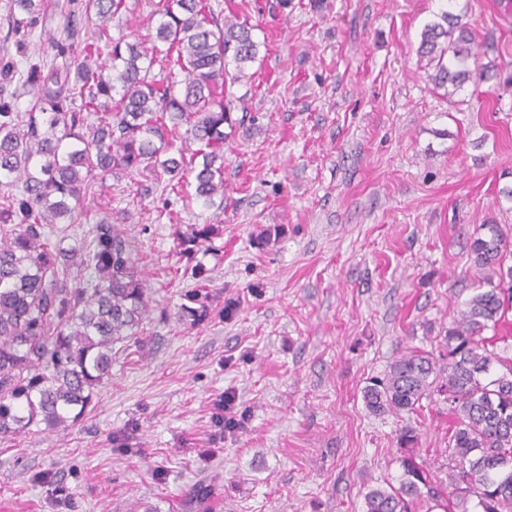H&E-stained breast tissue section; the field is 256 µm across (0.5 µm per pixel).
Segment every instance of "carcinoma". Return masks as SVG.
<instances>
[{
    "instance_id": "obj_1",
    "label": "carcinoma",
    "mask_w": 512,
    "mask_h": 512,
    "mask_svg": "<svg viewBox=\"0 0 512 512\" xmlns=\"http://www.w3.org/2000/svg\"><path fill=\"white\" fill-rule=\"evenodd\" d=\"M42 2L12 0L25 14L14 18V31L16 53L29 60L24 83L37 89L30 110L18 111L7 89L16 65H0V441L32 425L71 428L111 377L117 350L142 340L149 311L133 246L108 218L95 222L80 249L52 244L47 225L81 223L86 195L117 172L133 184L145 172H188L194 199L212 205L224 194V128L241 124L233 112L242 98L226 88V69L235 64V83L247 78L261 47L247 23L219 18L204 0H145L160 16L155 39L165 45L149 54L110 33L127 0H84L79 15L66 0L72 42L55 44L64 62H33L30 38ZM418 55L438 88L456 92L482 79L467 66L474 38L460 14L446 10L426 25ZM486 228L489 237L470 244L486 287L445 330V353L409 350L363 391L375 414L412 412L434 393L443 397L454 421L448 486L410 453L416 433L407 429L399 486L367 491L364 512H414L425 501L444 512H471V501L478 512H512V355L483 336L508 312L512 265H504L499 225ZM216 233L207 224L183 236L182 256L193 260ZM82 269L91 274L77 283ZM188 298L197 306L183 307L182 319L204 320L205 302Z\"/></svg>"
}]
</instances>
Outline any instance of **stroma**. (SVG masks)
Returning <instances> with one entry per match:
<instances>
[{"label": "stroma", "instance_id": "obj_1", "mask_svg": "<svg viewBox=\"0 0 512 512\" xmlns=\"http://www.w3.org/2000/svg\"><path fill=\"white\" fill-rule=\"evenodd\" d=\"M208 3L262 43L233 86L247 117L224 143V203L165 175L87 194L62 248L108 215L151 312L78 425L0 442V512H364L369 489L399 483L406 427L418 460L448 472L439 396L374 414L363 390L401 353L441 349L477 283L474 238L496 224L512 243V0ZM128 4L112 35L149 42L155 18ZM447 8L487 69L451 97L417 54ZM216 221L196 254L207 278H188L176 234ZM191 289L209 304L196 324L178 318ZM228 390L244 416L231 434L214 416Z\"/></svg>", "mask_w": 512, "mask_h": 512}]
</instances>
